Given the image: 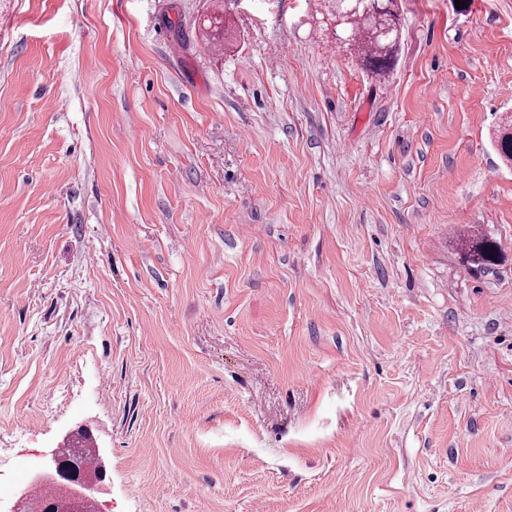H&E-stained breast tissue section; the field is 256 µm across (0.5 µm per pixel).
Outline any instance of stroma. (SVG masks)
<instances>
[{"mask_svg": "<svg viewBox=\"0 0 512 512\" xmlns=\"http://www.w3.org/2000/svg\"><path fill=\"white\" fill-rule=\"evenodd\" d=\"M464 3L378 80L327 0H0V512L81 431L96 512H512V0ZM492 142L504 164H512V117L504 120L493 133ZM463 262L470 270L481 271L495 267L502 255L499 243L477 231L459 239Z\"/></svg>", "mask_w": 512, "mask_h": 512, "instance_id": "35a3bbf8", "label": "stroma"}]
</instances>
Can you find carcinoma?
Segmentation results:
<instances>
[{
    "label": "carcinoma",
    "instance_id": "cac0c4a2",
    "mask_svg": "<svg viewBox=\"0 0 512 512\" xmlns=\"http://www.w3.org/2000/svg\"><path fill=\"white\" fill-rule=\"evenodd\" d=\"M401 12L398 0H375L371 13H358V21L342 26L357 44L363 66L375 77H386L399 50ZM200 36L209 42L224 39V16L214 13L203 19ZM493 145L504 164H512V118L504 120L493 133ZM463 262L475 271L495 267L502 255L499 243L477 231L459 239Z\"/></svg>",
    "mask_w": 512,
    "mask_h": 512
}]
</instances>
